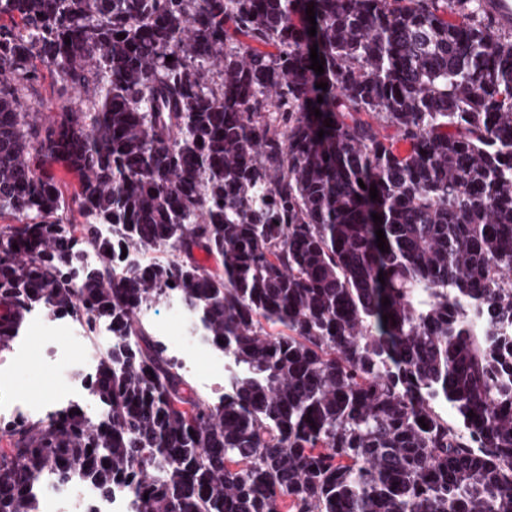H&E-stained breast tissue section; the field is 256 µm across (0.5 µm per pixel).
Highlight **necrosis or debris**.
<instances>
[{
  "label": "necrosis or debris",
  "instance_id": "1",
  "mask_svg": "<svg viewBox=\"0 0 512 512\" xmlns=\"http://www.w3.org/2000/svg\"><path fill=\"white\" fill-rule=\"evenodd\" d=\"M165 315L156 318L144 309L140 318L151 321L154 333L174 354L177 365L198 386L207 390L223 387L227 369L224 354L200 336L190 313L176 294L164 301ZM91 338L83 323L65 316L46 320L40 312L29 317V327L16 342L9 358L0 359V417L14 420L30 416L49 417L58 404L81 398L85 375L98 359L87 349ZM37 363L56 376L58 386L50 399L39 402L25 398L16 385L18 372ZM43 512H130L133 496L120 490L112 498H98L96 491L79 480L46 482L40 491Z\"/></svg>",
  "mask_w": 512,
  "mask_h": 512
}]
</instances>
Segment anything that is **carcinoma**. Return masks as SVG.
I'll return each instance as SVG.
<instances>
[{"label": "carcinoma", "mask_w": 512, "mask_h": 512, "mask_svg": "<svg viewBox=\"0 0 512 512\" xmlns=\"http://www.w3.org/2000/svg\"><path fill=\"white\" fill-rule=\"evenodd\" d=\"M5 16L22 26L0 24V357L33 307L114 342L87 380L103 419L0 420V512H40L42 479L75 470L133 512H512V34L483 0ZM35 58L92 94L27 111ZM102 224L170 256L118 277ZM170 290L230 361L217 401L136 320Z\"/></svg>", "instance_id": "1"}]
</instances>
